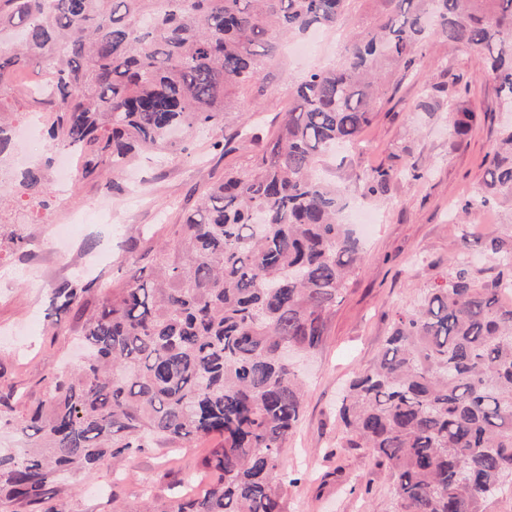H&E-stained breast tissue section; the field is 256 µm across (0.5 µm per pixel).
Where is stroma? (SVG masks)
I'll return each instance as SVG.
<instances>
[{
  "mask_svg": "<svg viewBox=\"0 0 512 512\" xmlns=\"http://www.w3.org/2000/svg\"><path fill=\"white\" fill-rule=\"evenodd\" d=\"M382 11L381 0H353L336 28L326 30L315 57L283 50L267 60L254 83L233 96L225 136L245 117L260 122L263 134H273L297 82L338 61L349 37L370 29ZM462 106L474 110L477 120L460 136L454 123ZM511 118L496 84L482 76L476 54L449 49L433 35L415 65L390 79L356 146L320 161L322 174L346 187L348 211L370 212L376 221L366 228L361 265L329 317L326 340L305 367L300 423L284 450L292 478L285 512H374L385 502L389 471L371 465L364 449L341 447L336 404L348 379L380 351L396 311L447 268L462 232L471 235L475 276H497L494 249L512 250V203L471 210L461 221L455 214L480 188L500 128ZM187 146L166 159H141L127 172L126 181L138 182L142 195L133 204L113 197L122 215L118 226L96 222L92 211L101 192L92 179L80 181L54 213L32 212L24 232L38 240L37 248L13 244L9 225L0 226V391L25 396L13 409L0 410L1 451L21 445L11 419L44 399L48 377L66 370L79 344L84 319L57 312L56 290L90 275L122 281L127 246L154 254L160 240L149 237L148 229L161 224L172 235L208 176L222 175L228 164L250 168L257 152L243 143L219 158L211 154L206 134L189 138ZM377 169L402 176L371 196L362 179ZM412 169L424 171L425 179L409 178ZM214 445L202 439L186 448L156 447L108 460L90 473L62 477L58 497L68 512H112L117 504L135 512L143 486L156 497H170L185 467Z\"/></svg>",
  "mask_w": 512,
  "mask_h": 512,
  "instance_id": "35a3bbf8",
  "label": "stroma"
}]
</instances>
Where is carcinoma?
Returning a JSON list of instances; mask_svg holds the SVG:
<instances>
[{"label": "carcinoma", "instance_id": "cac0c4a2", "mask_svg": "<svg viewBox=\"0 0 512 512\" xmlns=\"http://www.w3.org/2000/svg\"><path fill=\"white\" fill-rule=\"evenodd\" d=\"M351 0H0V96L8 76L41 64L32 98L48 141L84 156L81 175L121 192L141 151L176 149L178 130L224 131L232 91L279 50L278 34L334 28ZM376 25L340 61L297 84L276 133L246 170L224 169L156 251L136 249L119 287L76 282L58 309L85 312L86 354L49 380L45 399L13 421L26 444L0 454V502L68 512L63 472L90 473L151 445L219 443L208 483L185 498L148 497L144 512H284L283 450L303 407V374L285 350L312 354L362 255L338 216L345 187L322 179L323 155L355 143L385 94L383 73L408 69L434 30L475 51L512 111V0H382ZM0 113V162L13 155ZM41 166L0 179L26 208L48 211ZM466 213L512 201V126L495 144ZM397 173L365 175L375 195ZM477 280L453 256L416 304L401 309L375 361L350 379L337 415L344 448L391 470L383 512H486L512 498V251Z\"/></svg>", "mask_w": 512, "mask_h": 512}]
</instances>
